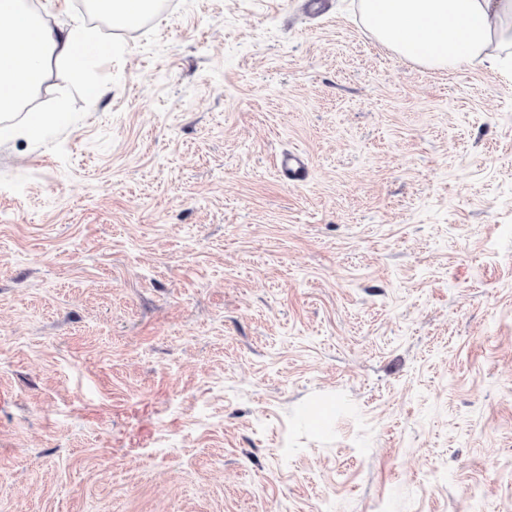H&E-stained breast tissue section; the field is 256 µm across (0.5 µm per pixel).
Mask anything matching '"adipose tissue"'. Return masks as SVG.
<instances>
[{
  "label": "adipose tissue",
  "instance_id": "ef3b65f1",
  "mask_svg": "<svg viewBox=\"0 0 512 512\" xmlns=\"http://www.w3.org/2000/svg\"><path fill=\"white\" fill-rule=\"evenodd\" d=\"M22 2L0 0V137L31 140L67 118L25 109L50 62L78 68L108 50L81 23L48 24ZM359 11L379 43L428 69L481 66L491 48L512 49V0H359Z\"/></svg>",
  "mask_w": 512,
  "mask_h": 512
}]
</instances>
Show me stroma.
<instances>
[{"label": "stroma", "mask_w": 512, "mask_h": 512, "mask_svg": "<svg viewBox=\"0 0 512 512\" xmlns=\"http://www.w3.org/2000/svg\"><path fill=\"white\" fill-rule=\"evenodd\" d=\"M358 2L51 15L111 51L0 143V512H512V71ZM280 171L287 180L300 181L305 177V163L303 157L295 152H288L278 160Z\"/></svg>", "instance_id": "1"}]
</instances>
